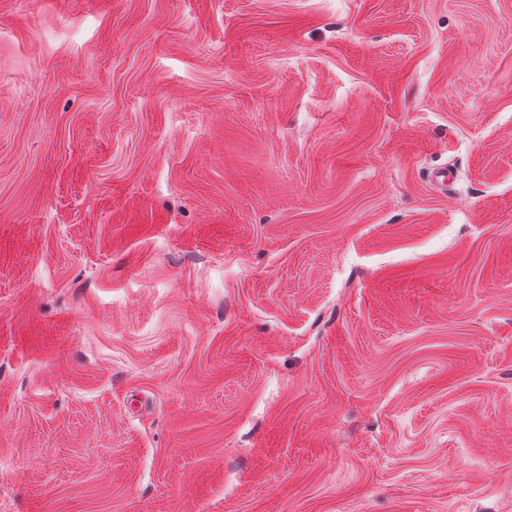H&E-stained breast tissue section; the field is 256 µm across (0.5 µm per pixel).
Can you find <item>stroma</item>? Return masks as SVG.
<instances>
[{"label":"stroma","instance_id":"obj_1","mask_svg":"<svg viewBox=\"0 0 512 512\" xmlns=\"http://www.w3.org/2000/svg\"><path fill=\"white\" fill-rule=\"evenodd\" d=\"M0 512H512V0H0Z\"/></svg>","mask_w":512,"mask_h":512}]
</instances>
